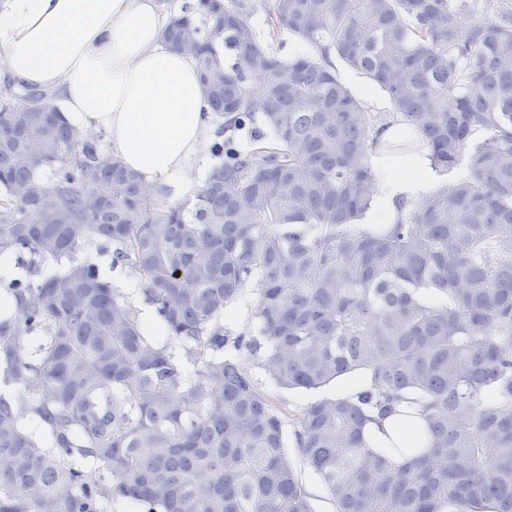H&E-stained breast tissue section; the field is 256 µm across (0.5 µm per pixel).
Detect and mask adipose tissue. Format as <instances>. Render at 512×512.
<instances>
[{"label": "adipose tissue", "mask_w": 512, "mask_h": 512, "mask_svg": "<svg viewBox=\"0 0 512 512\" xmlns=\"http://www.w3.org/2000/svg\"><path fill=\"white\" fill-rule=\"evenodd\" d=\"M167 25L164 0H0V79L47 92L78 136H102L158 211L195 199L216 138L197 64L166 44ZM373 166L367 224L391 226L439 184L423 146ZM367 434L395 466L430 445L421 413L402 402Z\"/></svg>", "instance_id": "1"}]
</instances>
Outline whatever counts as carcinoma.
<instances>
[{"label": "carcinoma", "mask_w": 512, "mask_h": 512, "mask_svg": "<svg viewBox=\"0 0 512 512\" xmlns=\"http://www.w3.org/2000/svg\"><path fill=\"white\" fill-rule=\"evenodd\" d=\"M268 2L266 35L251 0H198L168 24L224 119L188 214L152 211L46 93L0 92V253L22 265L0 290V383L30 394H0V512H312L282 406L224 356L219 320L246 288L258 335L233 345L276 386L362 380L295 424L335 512H512V0H482L468 28L475 0ZM284 32L364 75L448 176L390 229L361 223L385 117L315 55L276 56ZM91 244L145 285L196 377L81 256ZM395 400L432 440L399 469L362 437Z\"/></svg>", "instance_id": "1"}]
</instances>
